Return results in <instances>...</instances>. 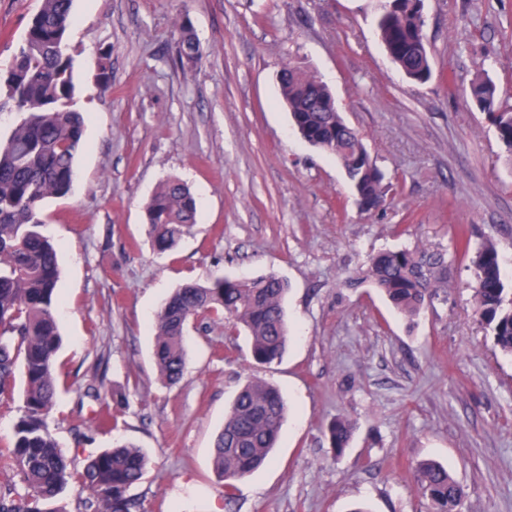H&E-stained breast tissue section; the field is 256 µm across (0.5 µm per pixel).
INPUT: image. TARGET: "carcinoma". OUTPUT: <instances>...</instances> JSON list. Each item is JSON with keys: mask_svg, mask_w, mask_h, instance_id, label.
<instances>
[{"mask_svg": "<svg viewBox=\"0 0 512 512\" xmlns=\"http://www.w3.org/2000/svg\"><path fill=\"white\" fill-rule=\"evenodd\" d=\"M72 0H42L12 64L0 73V94L22 117L0 140V406L13 404L16 374L24 378L22 405L10 442L0 450V512H62L55 506L71 484L87 496L82 512H131L129 491L143 479L148 459L132 444L92 456L80 470L59 449L49 426L58 384L54 363L61 344L57 309L60 270L57 250L45 232L41 208L48 198H63L72 188L75 160L82 146L85 118L72 109L74 60L67 53ZM424 21L415 0H396L378 12L380 40L392 61L414 83L431 76ZM181 62L194 64L200 48L188 22L177 46ZM97 84L112 85L109 54L98 59ZM282 101L299 134L336 158L351 183L362 212L381 207L391 186L367 150L361 134L329 102V87L316 75L288 65L279 76ZM468 97L488 113L497 137L512 157V111L496 109V86L489 78L471 83ZM154 248L164 253L189 234L197 207L179 179L164 180L145 207ZM473 300L494 345L512 356V288L505 281L495 245L486 241L471 256ZM380 290L394 309L413 319L448 289V255L441 249L402 248L372 255L350 281ZM288 283L270 273L253 279L223 277L208 284L175 289L154 318L155 363L162 379L176 383L187 356L192 324L224 321L230 332L250 339L253 363L267 367L281 360L288 325L284 300ZM287 413L278 388L253 375L235 396L214 443L213 464L231 499L236 482L265 466ZM326 432L333 456L348 447L353 425L331 421ZM414 489L433 512H460L465 489L445 466L421 463L412 472Z\"/></svg>", "mask_w": 512, "mask_h": 512, "instance_id": "1", "label": "carcinoma"}]
</instances>
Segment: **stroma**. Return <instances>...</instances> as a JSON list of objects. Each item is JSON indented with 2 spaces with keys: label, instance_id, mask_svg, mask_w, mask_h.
Masks as SVG:
<instances>
[{
  "label": "stroma",
  "instance_id": "obj_1",
  "mask_svg": "<svg viewBox=\"0 0 512 512\" xmlns=\"http://www.w3.org/2000/svg\"><path fill=\"white\" fill-rule=\"evenodd\" d=\"M41 0H0V68ZM75 110L86 117L71 192L48 199L61 268L49 425L75 468L130 442L148 456L137 512H431L409 470L448 468L461 512H512V358L486 334L455 240L493 241L512 276V158L466 96L490 78L512 109V0H424L432 75L407 80L378 37L372 0H73ZM200 47L176 54L181 20ZM109 49L112 89L96 88ZM289 63L317 74L397 194L356 207L340 164L305 142L280 97ZM199 222L157 252L144 207L167 177ZM448 252V296L415 321L347 282L385 249ZM276 273L290 342L261 375L288 404L270 465L224 501L214 440L245 378L246 335L191 329L179 382L155 366L151 322L185 283ZM96 397H87V387ZM353 435L332 458L326 425Z\"/></svg>",
  "mask_w": 512,
  "mask_h": 512
}]
</instances>
